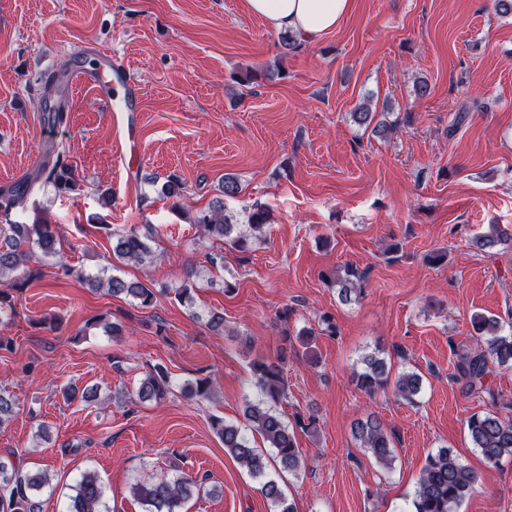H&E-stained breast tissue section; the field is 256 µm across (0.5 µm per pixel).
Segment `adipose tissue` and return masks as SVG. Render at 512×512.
Wrapping results in <instances>:
<instances>
[{
    "instance_id": "ef3b65f1",
    "label": "adipose tissue",
    "mask_w": 512,
    "mask_h": 512,
    "mask_svg": "<svg viewBox=\"0 0 512 512\" xmlns=\"http://www.w3.org/2000/svg\"><path fill=\"white\" fill-rule=\"evenodd\" d=\"M251 15L276 31L313 43L335 29L351 12L352 0H245Z\"/></svg>"
}]
</instances>
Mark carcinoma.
Instances as JSON below:
<instances>
[{
	"label": "carcinoma",
	"instance_id": "obj_1",
	"mask_svg": "<svg viewBox=\"0 0 512 512\" xmlns=\"http://www.w3.org/2000/svg\"><path fill=\"white\" fill-rule=\"evenodd\" d=\"M358 126L374 127V132L385 134L389 127L379 122L372 124L375 112L370 102L360 105L351 113ZM51 183L57 191L73 192L77 181L73 166L55 148L48 150L46 160L17 185L0 191V314L14 311L9 290L19 284H4V275L14 273L33 260L35 252L42 257L58 255L60 238L54 225L39 220L31 224H20L10 220L13 210L24 206L27 197L35 187ZM243 224L244 230L230 222L224 215V203L215 201L206 209L198 211L193 219L201 233L209 238L225 240L237 247L246 246L248 238H258L271 220V212L262 205L250 207ZM236 238H231L234 232ZM151 234L141 235L137 230L120 235L113 251L121 262L141 264L151 255L146 240ZM512 244V231L498 225L475 239L481 250L498 245ZM65 274L75 277L92 289L105 288L113 296L124 295L138 301L140 306L149 307L155 298L154 289L137 279L117 276L103 278L87 276L67 265L62 266ZM330 284L336 287L338 298L347 304L359 300L363 294L365 275L352 266L341 271L326 274ZM478 346L459 355L456 368L466 387L493 395L485 386V378L491 373V366L512 369V324H504L494 316L476 314L471 319ZM362 370L354 373L356 386L368 395L376 393L388 384H394L399 397L411 401L422 387V376L416 371H403L390 379L391 367L385 359L368 355L362 359ZM252 385L257 391L258 401L246 405L243 416L247 428L238 423L228 422L220 417L211 421V427L224 444V451L235 459L255 479L260 480V493L271 504L273 512H294L292 504L285 499L279 483L267 476L271 461L290 473L296 472L302 463L298 448L296 430L308 431L313 428L314 419L297 417L290 425L277 405L285 396L284 367L279 359L259 358L252 363ZM171 378L167 368L153 367L141 379L138 386L140 400L161 401L170 393ZM184 392L192 397L207 398L212 394V383L208 378H199L184 386ZM473 447L479 449L489 463H496L504 456H512V418H504L494 412L471 415L466 423ZM258 434L267 447L273 449L270 456L252 443L248 433ZM354 439L368 451L375 461L387 467L391 465L395 446L393 434L388 432L379 418L369 415L354 423ZM478 480L477 473L460 463L449 448H441L427 456L421 469L412 500V512H456V509L470 495ZM49 483L45 472H25L11 461L0 457V512H39L37 493ZM66 512H112L106 498L105 488L93 471H85L71 486ZM134 499L145 507V512H183L184 504L194 495L208 493L206 477L189 474H162L140 480L132 488Z\"/></svg>",
	"mask_w": 512,
	"mask_h": 512
}]
</instances>
